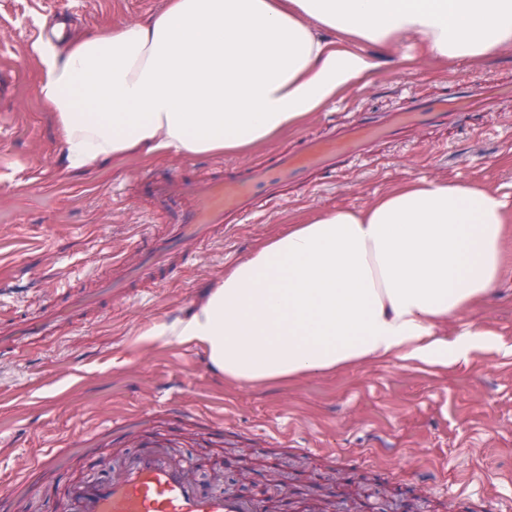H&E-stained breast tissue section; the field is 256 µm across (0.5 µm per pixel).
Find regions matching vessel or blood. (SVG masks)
Masks as SVG:
<instances>
[{"mask_svg": "<svg viewBox=\"0 0 512 512\" xmlns=\"http://www.w3.org/2000/svg\"><path fill=\"white\" fill-rule=\"evenodd\" d=\"M501 97L482 80L453 83L446 97L414 99L398 112H363L341 132L303 140L245 167H224L200 177L168 172L143 174L141 193L169 211L173 221L163 235H142L131 258L113 259L112 275L88 295L65 297L31 318L0 320V339L53 336L62 324H79L86 313L114 295L132 298L137 283L156 271L177 274L194 264L196 243L223 232L233 216L248 217L284 187L311 186L313 172H332L366 155L381 139H393L409 124H465L474 109L497 107ZM61 512H262L260 503L200 488L186 465L173 462L160 443L141 450L108 480L87 479L69 486Z\"/></svg>", "mask_w": 512, "mask_h": 512, "instance_id": "vessel-or-blood-1", "label": "vessel or blood"}]
</instances>
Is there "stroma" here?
I'll return each mask as SVG.
<instances>
[{
  "instance_id": "stroma-1",
  "label": "stroma",
  "mask_w": 512,
  "mask_h": 512,
  "mask_svg": "<svg viewBox=\"0 0 512 512\" xmlns=\"http://www.w3.org/2000/svg\"><path fill=\"white\" fill-rule=\"evenodd\" d=\"M166 0H0V56L20 63L21 82L0 98V314L25 317L73 287L90 288L112 257L146 229L170 223L138 194L146 167L202 176L218 165L247 166L299 137L316 138L357 113L390 112L409 97H441L451 81L479 78L512 93V49L475 62L392 60L373 84L352 91L295 132L247 155H126L85 173L65 169V143L38 97L43 78L37 36L45 14L74 11L77 31L94 34L160 12ZM512 184V108L474 113L467 128H404L399 140L338 168L315 187L289 190L220 239L173 280L113 297L81 327L0 355V493L10 512H58L72 483L107 479L149 441L188 463L199 483L251 472L279 484L290 512L309 501L318 512H420L409 498L427 483L429 512H512V240L496 294L448 323V338L490 330L497 341L442 368L368 361L334 371L237 385L214 371L202 346L148 337L154 323L190 312L226 265L288 225L337 205L361 207L411 179ZM82 444L66 447L72 432ZM62 455L35 470L45 451ZM41 491L32 495L29 482Z\"/></svg>"
}]
</instances>
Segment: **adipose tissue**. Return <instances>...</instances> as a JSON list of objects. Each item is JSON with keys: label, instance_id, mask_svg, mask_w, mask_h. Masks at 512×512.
<instances>
[{"label": "adipose tissue", "instance_id": "ef3b65f1", "mask_svg": "<svg viewBox=\"0 0 512 512\" xmlns=\"http://www.w3.org/2000/svg\"><path fill=\"white\" fill-rule=\"evenodd\" d=\"M508 46L512 0H167L42 54L38 95L82 172L129 154L237 153L365 87L393 55L412 68ZM511 223L510 193L404 182L289 225L150 333L202 345L247 385L369 359L445 366L488 338L438 327L496 292Z\"/></svg>", "mask_w": 512, "mask_h": 512}]
</instances>
